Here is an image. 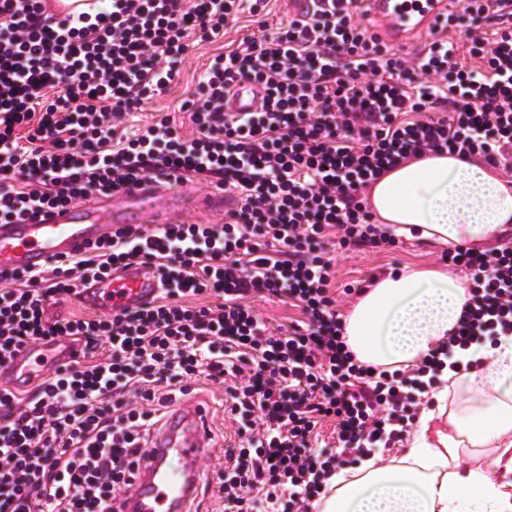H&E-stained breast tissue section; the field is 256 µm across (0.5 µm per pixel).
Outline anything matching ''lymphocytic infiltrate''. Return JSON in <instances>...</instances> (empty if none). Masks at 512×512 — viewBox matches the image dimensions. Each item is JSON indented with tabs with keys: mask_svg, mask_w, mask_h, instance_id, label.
Wrapping results in <instances>:
<instances>
[{
	"mask_svg": "<svg viewBox=\"0 0 512 512\" xmlns=\"http://www.w3.org/2000/svg\"><path fill=\"white\" fill-rule=\"evenodd\" d=\"M267 2L111 0L62 17L48 0H0L1 224L160 175L236 200L220 224L130 225L49 269L0 271L1 367L40 340L83 342L33 389L0 388V512H125L158 424L203 379L223 385L236 423L217 473L224 512H310L350 454L414 421L441 362L426 355L408 374L357 364L331 252L394 244L365 196L390 169L444 151L512 166V0H463L411 59L365 25L360 0H317L274 28ZM245 14L261 35L210 60L181 104L192 135L164 118L115 140L169 89L190 35L214 40ZM242 80L263 87L259 110L225 111ZM440 259L470 283L450 343L512 333V245ZM126 261L156 271L150 305L51 314ZM256 297L302 317L271 327ZM325 421L338 446L317 450Z\"/></svg>",
	"mask_w": 512,
	"mask_h": 512,
	"instance_id": "obj_1",
	"label": "lymphocytic infiltrate"
}]
</instances>
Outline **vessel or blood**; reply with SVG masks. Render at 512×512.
Listing matches in <instances>:
<instances>
[{"label": "vessel or blood", "instance_id": "vessel-or-blood-1", "mask_svg": "<svg viewBox=\"0 0 512 512\" xmlns=\"http://www.w3.org/2000/svg\"><path fill=\"white\" fill-rule=\"evenodd\" d=\"M384 24L387 41L404 48L412 35L428 29L447 12L449 0H368ZM262 86L241 81L227 94L228 112L256 111ZM227 202L223 192L189 198L168 188L162 179L136 183L114 194H91L70 205L45 210L21 224L0 223V269L40 270L50 258H66L89 244L111 237L128 224H167L174 212L193 208L219 210ZM159 288L152 269L132 263L119 266L101 279L80 286L77 299L99 315L115 314L152 302ZM80 344L69 337L45 340L15 352L0 368V386L26 389L53 370L72 364ZM211 430L204 408H175L152 439L129 498L126 512H187L203 483L199 462L209 446Z\"/></svg>", "mask_w": 512, "mask_h": 512}]
</instances>
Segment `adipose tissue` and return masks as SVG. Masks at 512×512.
I'll use <instances>...</instances> for the list:
<instances>
[{"label":"adipose tissue","instance_id":"ef3b65f1","mask_svg":"<svg viewBox=\"0 0 512 512\" xmlns=\"http://www.w3.org/2000/svg\"><path fill=\"white\" fill-rule=\"evenodd\" d=\"M369 203L390 231L442 245L488 242L512 223V182L450 153L430 154L385 173ZM468 297L464 280L438 269L404 270L376 281L345 317L358 363L409 369L456 330ZM440 377L457 381L454 363L472 361L468 383L482 403L450 408L448 391L422 412L404 453L390 463L372 454L329 479L316 512H512V335L454 348ZM478 463L459 470L466 449Z\"/></svg>","mask_w":512,"mask_h":512}]
</instances>
